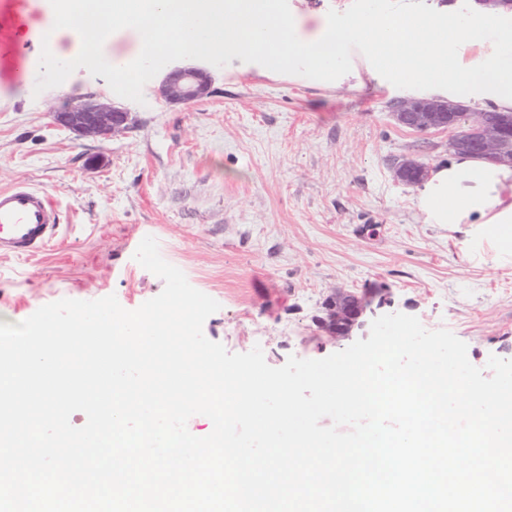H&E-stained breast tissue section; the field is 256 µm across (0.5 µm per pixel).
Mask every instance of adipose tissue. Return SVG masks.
<instances>
[{"instance_id":"obj_1","label":"adipose tissue","mask_w":512,"mask_h":512,"mask_svg":"<svg viewBox=\"0 0 512 512\" xmlns=\"http://www.w3.org/2000/svg\"><path fill=\"white\" fill-rule=\"evenodd\" d=\"M140 63H113L121 82L146 81L168 58L223 55L289 80L357 89L407 71L428 94L512 111V19L451 13L438 0H395L353 9L346 22L305 13L289 0H139L122 13ZM54 52L100 63L112 36L97 0H50L44 23ZM161 47V54L146 50ZM425 223L467 225L466 252H493L512 265V167L467 154L431 169L415 196Z\"/></svg>"}]
</instances>
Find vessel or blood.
I'll use <instances>...</instances> for the list:
<instances>
[{
    "mask_svg": "<svg viewBox=\"0 0 512 512\" xmlns=\"http://www.w3.org/2000/svg\"><path fill=\"white\" fill-rule=\"evenodd\" d=\"M59 223V212L43 191L23 184L0 190V254L42 251Z\"/></svg>",
    "mask_w": 512,
    "mask_h": 512,
    "instance_id": "obj_1",
    "label": "vessel or blood"
}]
</instances>
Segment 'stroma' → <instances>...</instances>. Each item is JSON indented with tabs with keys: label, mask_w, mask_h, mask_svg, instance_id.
Returning a JSON list of instances; mask_svg holds the SVG:
<instances>
[{
	"label": "stroma",
	"mask_w": 512,
	"mask_h": 512,
	"mask_svg": "<svg viewBox=\"0 0 512 512\" xmlns=\"http://www.w3.org/2000/svg\"><path fill=\"white\" fill-rule=\"evenodd\" d=\"M40 5L0 0V189H41L61 223L42 252L0 255V323L65 298L137 309L164 288L133 258L151 236L219 303L204 335L232 353L261 347L270 366L325 358L396 312L450 330L477 367L512 359V266L468 260L462 233L424 223L416 187L392 176L393 158L451 156L448 133L395 121L391 102L414 94L405 74L336 90L185 57L212 93L174 105L158 93L164 70L120 94L110 66L56 57ZM90 96L126 108L130 128L78 139L51 126L52 109ZM372 288L364 327L321 338L327 296Z\"/></svg>",
	"instance_id": "35a3bbf8"
}]
</instances>
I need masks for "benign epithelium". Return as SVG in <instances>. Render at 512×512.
<instances>
[{
	"mask_svg": "<svg viewBox=\"0 0 512 512\" xmlns=\"http://www.w3.org/2000/svg\"><path fill=\"white\" fill-rule=\"evenodd\" d=\"M210 75L195 68L177 67L168 72L162 81L160 93L170 103H189L201 100L211 93ZM396 121L419 132L429 130L451 133L466 125L477 134L476 139L457 141L450 139V146L464 153H476L492 161L512 166V124L488 121L485 114L470 113L462 105L448 101L406 97L396 100L393 109ZM51 124L73 133L78 138H110L128 128L130 113L113 101L79 100L59 107L49 113ZM393 177L407 185H415L425 174V167L411 156L393 160ZM372 294L338 291L329 296L330 304L325 316L319 319L321 328L332 339L350 337L353 330L362 326L361 318L371 304Z\"/></svg>",
	"mask_w": 512,
	"mask_h": 512,
	"instance_id": "1",
	"label": "benign epithelium"
}]
</instances>
